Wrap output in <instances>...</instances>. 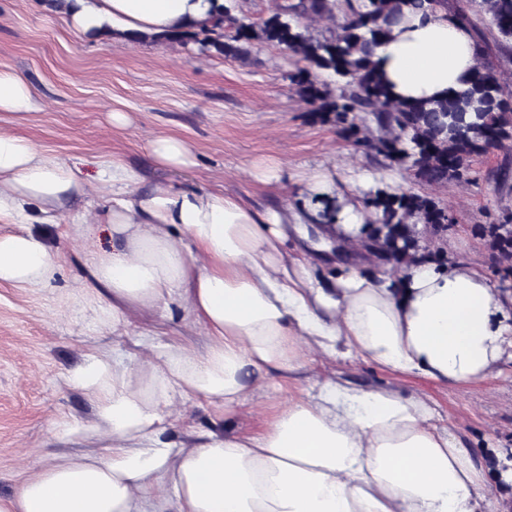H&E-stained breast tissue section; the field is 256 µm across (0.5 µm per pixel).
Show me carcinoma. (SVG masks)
<instances>
[{
  "instance_id": "obj_1",
  "label": "carcinoma",
  "mask_w": 512,
  "mask_h": 512,
  "mask_svg": "<svg viewBox=\"0 0 512 512\" xmlns=\"http://www.w3.org/2000/svg\"><path fill=\"white\" fill-rule=\"evenodd\" d=\"M490 25L512 42V0H483ZM447 0H277L272 14L256 25L238 18L235 0L198 31L176 32L167 42H197L203 53L225 57L246 54L255 42L276 45L300 57L305 66L290 75L299 94L323 123L341 128L367 153L405 166L428 185L468 180L473 157L512 143V94L504 91L496 70L487 63L477 37L480 63L469 88L446 101L397 103L372 66L373 48L389 33L402 6L443 7ZM333 23L328 34H311L310 23ZM370 118L373 134L358 123ZM373 215L363 246L399 269L419 250L415 226L431 241H446L453 217L428 193H395L387 186L367 191L362 199ZM480 237L497 264L498 287H512V213L478 226Z\"/></svg>"
}]
</instances>
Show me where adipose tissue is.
Masks as SVG:
<instances>
[{
  "mask_svg": "<svg viewBox=\"0 0 512 512\" xmlns=\"http://www.w3.org/2000/svg\"><path fill=\"white\" fill-rule=\"evenodd\" d=\"M224 0H66L82 35L132 40L196 29ZM372 61L396 100L457 96L478 63L469 25L443 9L405 12ZM39 103L0 70V112ZM111 249L89 247L80 306L96 331L127 323L128 309L188 311L205 330L197 353L151 345L144 366L92 346L67 377L94 404L85 424L61 420L51 442L83 446L26 478L0 512H512V468L484 464L421 395L361 388L329 376L300 401L284 400L251 433L219 426L176 438L175 406L205 400L232 417L261 398L259 376L297 373L309 355L359 356L405 378L470 386L498 371L512 348V292L451 253L419 251L401 271L371 268L359 247L367 215L344 201L331 174L301 179L294 202L259 209L221 192L140 176L118 157L96 164ZM79 163H63L0 131V283L54 288L58 254L30 230L32 209L57 223L86 194ZM316 250L345 246L334 280L280 249L289 234Z\"/></svg>",
  "mask_w": 512,
  "mask_h": 512,
  "instance_id": "obj_1",
  "label": "adipose tissue"
}]
</instances>
